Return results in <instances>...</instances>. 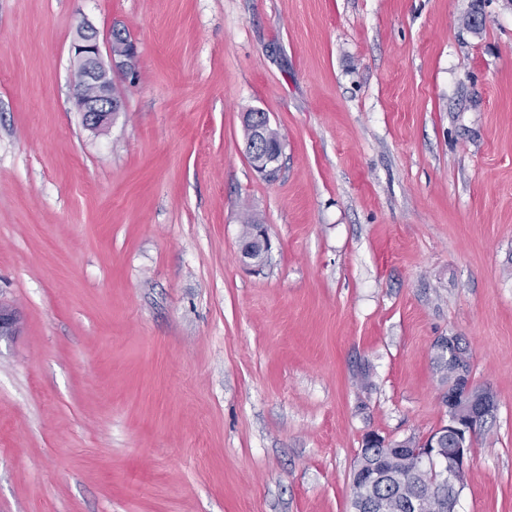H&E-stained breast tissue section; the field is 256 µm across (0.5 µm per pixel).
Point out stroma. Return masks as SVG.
<instances>
[{"label":"stroma","instance_id":"35a3bbf8","mask_svg":"<svg viewBox=\"0 0 512 512\" xmlns=\"http://www.w3.org/2000/svg\"><path fill=\"white\" fill-rule=\"evenodd\" d=\"M83 22L138 50L101 131ZM0 302V512H351L452 334L497 399L455 510L512 512V0H0ZM242 122L250 129V138L245 142V151L250 163L258 172L273 173L278 166L281 151L267 144V125L262 111L244 112ZM269 249L270 243L266 236L265 228L258 225L253 229L251 235L243 240L241 259L245 265L259 271L265 262Z\"/></svg>","mask_w":512,"mask_h":512}]
</instances>
